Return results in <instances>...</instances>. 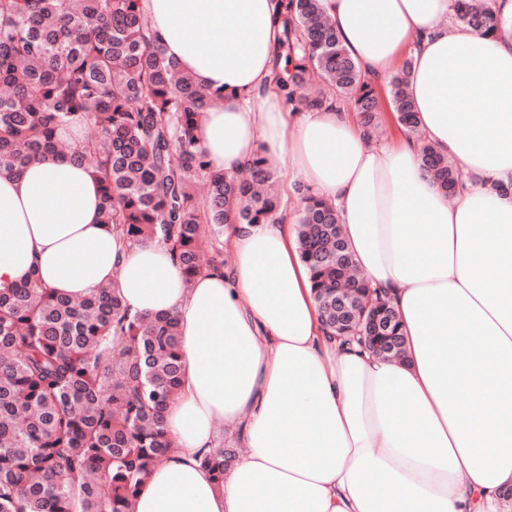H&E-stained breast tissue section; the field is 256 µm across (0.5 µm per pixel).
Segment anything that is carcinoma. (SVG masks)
Instances as JSON below:
<instances>
[{
	"label": "carcinoma",
	"mask_w": 512,
	"mask_h": 512,
	"mask_svg": "<svg viewBox=\"0 0 512 512\" xmlns=\"http://www.w3.org/2000/svg\"><path fill=\"white\" fill-rule=\"evenodd\" d=\"M281 2L277 86L291 111L344 104L370 133L384 99L401 131H417L404 71L380 94L320 0ZM451 10L454 23L483 35L502 24L473 0H452ZM149 29L141 0H0V172L19 173L48 152L71 156L101 180V222L132 244L161 241L190 279L223 267L204 252L219 253L225 225L273 216L276 173L263 154L242 173L212 167L196 129L224 92L197 87ZM305 85L313 92L297 96ZM419 163L456 195L453 161L423 143ZM201 178L202 201L193 193ZM296 224L321 321L333 331L338 321L360 323L355 300L336 303V289L366 287L336 208L307 193ZM181 378L174 316L132 314L115 283L80 299L37 283L0 293V512H131L173 453L164 413ZM234 458L218 448L203 463L221 483Z\"/></svg>",
	"instance_id": "obj_1"
}]
</instances>
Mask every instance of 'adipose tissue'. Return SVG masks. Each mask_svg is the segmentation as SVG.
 Instances as JSON below:
<instances>
[{"label": "adipose tissue", "instance_id": "1", "mask_svg": "<svg viewBox=\"0 0 512 512\" xmlns=\"http://www.w3.org/2000/svg\"><path fill=\"white\" fill-rule=\"evenodd\" d=\"M489 2L493 37L452 24L451 0H322L372 83L411 61L422 135L377 142L349 107L287 109L278 0H142L165 56L224 91L197 129L213 165L288 154L274 219L227 228L231 268L188 280L164 244L120 239L70 157L0 174V292L35 280L77 299L114 282L131 312L177 319V451L133 512H495L512 488V194L496 189L512 183V0ZM425 142L464 173L455 198L421 171ZM296 179L335 205L360 273L391 298L401 358L326 333ZM225 421L245 451L219 484L202 458Z\"/></svg>", "mask_w": 512, "mask_h": 512}]
</instances>
